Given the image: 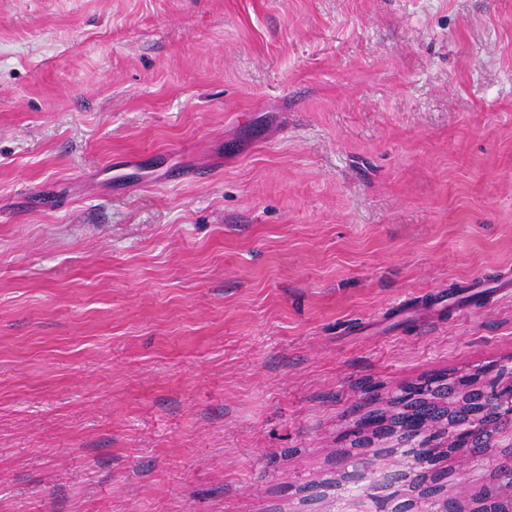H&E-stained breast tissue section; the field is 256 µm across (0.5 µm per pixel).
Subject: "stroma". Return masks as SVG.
<instances>
[{"instance_id":"stroma-1","label":"stroma","mask_w":512,"mask_h":512,"mask_svg":"<svg viewBox=\"0 0 512 512\" xmlns=\"http://www.w3.org/2000/svg\"><path fill=\"white\" fill-rule=\"evenodd\" d=\"M507 277L512 0H0V512H404ZM487 366L477 372L455 376L444 373L400 389V393L381 401V406L356 419L347 435L350 446L365 449L380 438L404 433L409 436L426 434L421 447L415 451L413 469L421 470L410 481L409 491L413 497L424 502L428 490L436 487V474L428 466L456 452L485 454L495 457L504 450L495 448L490 441L502 425L510 421L507 413L500 409L498 397L484 392L476 383L480 377L492 371ZM462 388L459 390V388ZM405 392L406 395H401ZM463 428L469 431L462 433ZM457 433L455 439L441 448L448 432ZM482 434L484 447L470 442V437ZM428 482L432 485H428Z\"/></svg>"}]
</instances>
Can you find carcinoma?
Masks as SVG:
<instances>
[{
  "label": "carcinoma",
  "mask_w": 512,
  "mask_h": 512,
  "mask_svg": "<svg viewBox=\"0 0 512 512\" xmlns=\"http://www.w3.org/2000/svg\"><path fill=\"white\" fill-rule=\"evenodd\" d=\"M492 371L487 366L474 373L456 376L444 373L401 388L381 406L356 419L348 436L350 446L364 449L374 441L397 433L425 435L414 454V467L420 468L410 481L409 491L424 500L436 474L429 467L456 452L485 454L494 457L499 449L492 435L511 421L500 409L498 397L484 392L479 379ZM500 473L493 470L491 487L476 500L473 512H512V501L498 497L494 485Z\"/></svg>",
  "instance_id": "obj_1"
}]
</instances>
